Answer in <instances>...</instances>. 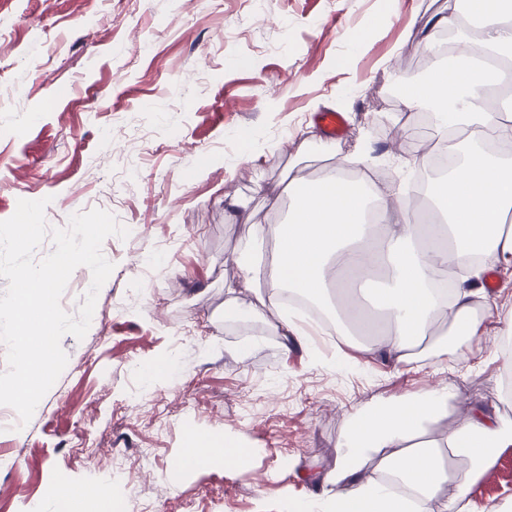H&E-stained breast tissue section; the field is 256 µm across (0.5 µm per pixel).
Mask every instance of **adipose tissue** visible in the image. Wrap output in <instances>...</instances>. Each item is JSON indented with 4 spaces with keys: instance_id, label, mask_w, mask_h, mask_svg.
I'll list each match as a JSON object with an SVG mask.
<instances>
[{
    "instance_id": "obj_1",
    "label": "adipose tissue",
    "mask_w": 512,
    "mask_h": 512,
    "mask_svg": "<svg viewBox=\"0 0 512 512\" xmlns=\"http://www.w3.org/2000/svg\"><path fill=\"white\" fill-rule=\"evenodd\" d=\"M470 10L482 21L480 43L459 34L454 62L435 59L403 92L409 109L432 113L442 151L457 157L435 185L438 206L431 222L416 224L407 197L348 178L349 164L371 161L364 144L337 159L316 182L289 180L283 188L290 200L287 223H255L243 205L225 199L228 221L253 227L252 241L240 253V276L224 285L225 317L240 312L239 295L252 288L257 307L279 311L280 293L288 288L320 300L337 323L362 325L365 314L346 305L347 290L368 275V263L376 259L389 269L379 291L389 321L382 338L364 346L366 355L410 365L417 340L435 334L443 322L464 340L482 335L477 311L491 299L487 274L512 269V113L489 108L484 97L504 73L472 61L487 54L512 60V0H470ZM257 240L272 243L271 256L255 251ZM452 266L467 268L469 276L444 301L434 286ZM451 397L443 384L416 398L377 401L349 414L320 493L292 502L291 512H427L448 480L447 446L470 462L469 475L458 482L461 493L449 507L467 512L462 490L470 475L512 447V420L477 405L445 442L428 439L427 424L447 411ZM374 458L382 474L366 476L364 467Z\"/></svg>"
}]
</instances>
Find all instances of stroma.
I'll return each instance as SVG.
<instances>
[{"label":"stroma","mask_w":512,"mask_h":512,"mask_svg":"<svg viewBox=\"0 0 512 512\" xmlns=\"http://www.w3.org/2000/svg\"><path fill=\"white\" fill-rule=\"evenodd\" d=\"M455 0H0V221L18 200L48 199V226L100 208L143 236L108 237L113 263L83 339L18 431L0 432V512H39L49 488L104 484L122 509L83 512H288L335 459L348 414L378 400L453 389L428 438L445 441L474 405H499L503 359L489 342L453 343L419 365L366 356L365 335L287 337L274 314L225 318L224 284L252 228L288 217L261 186L314 181L362 141L378 188L407 192L415 111L392 89L422 78L432 25ZM199 80L183 86V70ZM345 113L343 137L297 134ZM257 158L245 160L246 149ZM246 450L183 468L196 436ZM277 474L276 484L265 476ZM469 512L512 504V447L471 478Z\"/></svg>","instance_id":"1"}]
</instances>
